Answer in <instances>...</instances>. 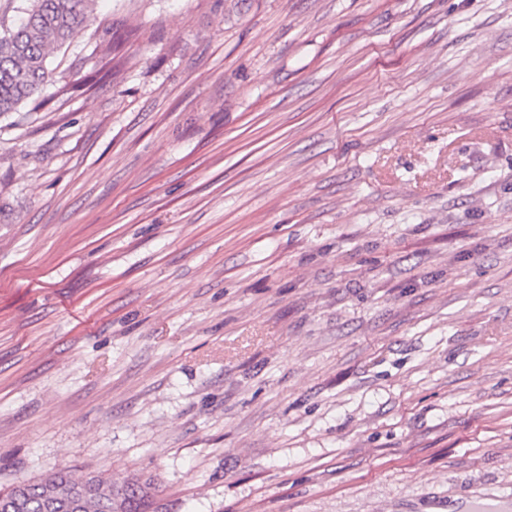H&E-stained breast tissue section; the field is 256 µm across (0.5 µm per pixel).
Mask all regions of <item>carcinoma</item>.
I'll return each instance as SVG.
<instances>
[{
    "mask_svg": "<svg viewBox=\"0 0 512 512\" xmlns=\"http://www.w3.org/2000/svg\"><path fill=\"white\" fill-rule=\"evenodd\" d=\"M95 0H29L26 17L0 33V112H13L46 82L48 59L74 38L90 17ZM78 512H157L155 487L149 479L114 481L89 471L79 476L67 470L38 482H19L0 489V503L9 512H42L51 501L69 512L75 493Z\"/></svg>",
    "mask_w": 512,
    "mask_h": 512,
    "instance_id": "1",
    "label": "carcinoma"
}]
</instances>
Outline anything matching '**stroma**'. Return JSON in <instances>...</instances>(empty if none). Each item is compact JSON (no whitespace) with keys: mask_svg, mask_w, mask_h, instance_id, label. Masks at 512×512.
I'll use <instances>...</instances> for the list:
<instances>
[{"mask_svg":"<svg viewBox=\"0 0 512 512\" xmlns=\"http://www.w3.org/2000/svg\"><path fill=\"white\" fill-rule=\"evenodd\" d=\"M48 68L0 114V486L512 493V0H97Z\"/></svg>","mask_w":512,"mask_h":512,"instance_id":"1","label":"stroma"}]
</instances>
